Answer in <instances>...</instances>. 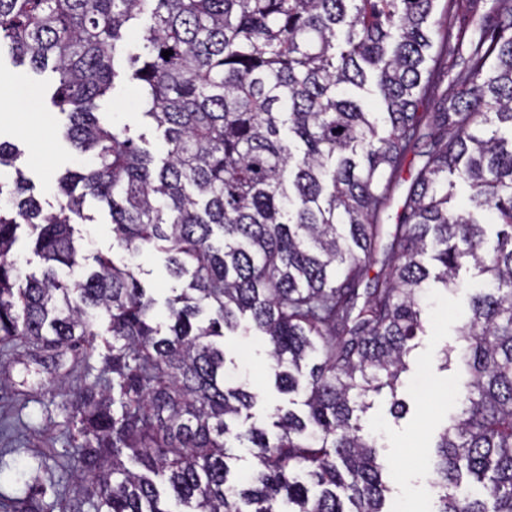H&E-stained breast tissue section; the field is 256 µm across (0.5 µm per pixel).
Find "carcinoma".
<instances>
[{"instance_id": "carcinoma-1", "label": "carcinoma", "mask_w": 512, "mask_h": 512, "mask_svg": "<svg viewBox=\"0 0 512 512\" xmlns=\"http://www.w3.org/2000/svg\"><path fill=\"white\" fill-rule=\"evenodd\" d=\"M436 2L0 0V51L50 75L64 136L92 156L58 179L55 211L22 173L0 182V373L17 346L34 350L18 393L37 395L84 353L68 400L81 442L60 456L75 458L88 512H173L165 493L185 512H390L361 417L384 391L403 414L421 293L454 290L463 269L475 279L458 328L466 378L429 467L435 512H512V0H444L437 19ZM144 14L142 50L119 67ZM446 78L455 94L429 98ZM119 83L163 130L161 161L102 120ZM460 186L468 209L453 204ZM89 197L119 246L166 253L185 283L167 323L102 253L66 275ZM23 226L39 276L11 257ZM243 318L277 390L301 396L299 412L269 407L273 438L250 422L257 394L224 383L216 339ZM241 447L250 477L231 481ZM55 508L0 497V512Z\"/></svg>"}]
</instances>
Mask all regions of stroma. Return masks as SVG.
Here are the masks:
<instances>
[{
  "instance_id": "stroma-1",
  "label": "stroma",
  "mask_w": 512,
  "mask_h": 512,
  "mask_svg": "<svg viewBox=\"0 0 512 512\" xmlns=\"http://www.w3.org/2000/svg\"><path fill=\"white\" fill-rule=\"evenodd\" d=\"M0 73L11 79L10 84L0 85V96H10L17 104L10 129L0 128V142L19 150L15 167H21L31 179L43 208L58 209L62 198L55 176L69 168L87 166L91 159L58 139L61 116L46 105L44 98L48 76H35L28 67L14 66L7 59L0 61ZM100 109L114 124L129 125L132 135L144 136L147 149L154 155L162 154V135L142 121L133 89H116L101 101ZM84 213L86 218L77 227L84 239L85 255L100 252L116 264L131 265L143 287L157 299L158 313H165L166 298L182 287L169 275L165 254L148 248L133 254L120 247L107 211L96 201L87 200ZM424 305L425 333L418 337L417 347L409 357V369L402 374L398 387L399 397L408 404L407 413L403 418H394L390 413L391 398L383 394L374 397L373 407L364 418L367 430L378 441L384 478L390 488L387 501L396 512H433L435 508L428 467L434 453V437L454 403L451 387L459 377L456 362H443L442 352L460 346L456 330L470 314L469 295L464 290L451 296L441 286H432L424 296ZM224 349L227 381L247 384L259 392L254 421L258 426L269 427L267 406L277 404L288 409L292 403L290 396L278 393L274 386L263 338L237 332L225 337ZM67 397V388L52 386L45 395L28 400L18 396L0 399V419L22 422L12 438H0L1 495L25 496L34 475L45 481L56 477V470L40 472L36 466L47 446L59 451L66 446Z\"/></svg>"
}]
</instances>
